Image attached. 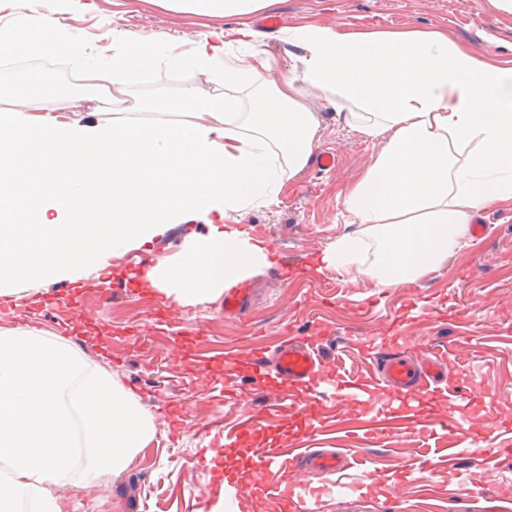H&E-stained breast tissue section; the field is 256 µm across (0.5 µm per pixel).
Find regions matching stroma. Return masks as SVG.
<instances>
[{
    "instance_id": "obj_1",
    "label": "stroma",
    "mask_w": 512,
    "mask_h": 512,
    "mask_svg": "<svg viewBox=\"0 0 512 512\" xmlns=\"http://www.w3.org/2000/svg\"><path fill=\"white\" fill-rule=\"evenodd\" d=\"M270 12L282 16L283 25L254 49L273 60L277 79L301 75L302 52L289 44L285 29L307 23L437 30L477 58L512 59V13L496 0H278ZM57 21L70 40L91 46L114 29L175 36L186 50L224 28L223 19L178 12L164 0H64ZM203 82L200 74L163 61L130 86L124 106L75 97L71 109L92 124L131 119L136 102L174 99ZM306 99L320 124L312 160L276 204L254 210L240 227L272 259L271 267L246 277L250 294L242 315H225L220 299L171 307L155 288L133 287L126 277L134 263L175 260L186 237L206 232L199 222L172 225L160 238L111 257L104 283L63 280L17 301L0 300V326L32 323L71 345L138 396L153 417L148 448L124 470L76 475L57 487L76 512H209L221 494L228 512H281L264 491L265 475L235 487L226 478L240 449L277 445L266 432L240 423L261 409L273 387V368L256 375L248 354L259 347L274 351L286 332L317 337L331 372L317 393L316 430L300 420L282 426V438L297 448H345L358 461L354 490L330 492L324 476L307 475L322 491L318 512H427L431 503L441 512H484L492 500L512 504V457L483 466L465 452L450 463L437 439L442 415L512 433V209L483 212L482 235H469L440 269L415 283L377 288L352 272L317 274L325 250L349 229L343 190L369 167L384 140L347 125L323 93L307 90ZM325 152L336 155V169L316 165ZM391 336L412 359L425 340L440 351L457 341L468 344L467 357L449 358L448 380L433 400L395 421L388 387L375 379L373 366L374 352ZM347 382L369 387L375 402L351 403L337 413L336 393ZM473 384L484 388L483 397H471ZM235 385L241 397H225V387ZM205 448L221 449V464L199 467ZM393 483L396 496H383Z\"/></svg>"
}]
</instances>
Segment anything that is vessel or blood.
Returning a JSON list of instances; mask_svg holds the SVG:
<instances>
[{"mask_svg": "<svg viewBox=\"0 0 512 512\" xmlns=\"http://www.w3.org/2000/svg\"><path fill=\"white\" fill-rule=\"evenodd\" d=\"M272 361L278 379L275 395L269 397L268 415L254 416L252 424L261 429H269L270 417L286 412L289 417H302L315 420L319 414L317 402L288 405L290 392L302 388L316 392L325 382L328 371L319 351L302 336H284L276 347L273 357H266L264 349H255L250 355L253 366H262L264 361ZM378 371L389 386L395 402L407 404L423 401L432 396L434 389L447 379V357L435 352L419 360H411L398 353L394 343L382 345L377 353ZM243 467L259 470L272 475L273 480L266 490L281 503V512H306L310 489L302 475L311 471L330 477L334 485H341L352 463L348 455L340 450L318 452L308 448L276 450L259 455L252 449L241 451ZM289 471L288 481L278 480L280 471Z\"/></svg>", "mask_w": 512, "mask_h": 512, "instance_id": "1", "label": "vessel or blood"}]
</instances>
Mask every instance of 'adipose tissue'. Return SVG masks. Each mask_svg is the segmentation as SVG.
Masks as SVG:
<instances>
[{
    "instance_id": "adipose-tissue-1",
    "label": "adipose tissue",
    "mask_w": 512,
    "mask_h": 512,
    "mask_svg": "<svg viewBox=\"0 0 512 512\" xmlns=\"http://www.w3.org/2000/svg\"><path fill=\"white\" fill-rule=\"evenodd\" d=\"M58 2L21 0L44 23L0 28V49L64 57L100 94L161 58L225 91L188 88L141 104L143 118L107 124L70 116L65 97L49 111L37 94L0 109L1 297L102 270L173 224L209 230L184 240L178 262L140 269L172 304L215 301L269 266L265 246L237 226L307 165L319 131L307 86L350 105L349 126L385 140L343 194L360 229L326 249L318 274L352 269L381 288L414 283L460 247L480 211L512 208V62L476 58L438 31L302 24L288 30L304 52L302 78L273 83L271 58L253 49L264 33L250 19L274 0H170L224 18L220 41L177 53L139 34L113 41L111 66L94 67L91 46L53 22ZM234 47L249 56H232ZM238 86L258 88L251 111L231 95ZM153 434L140 399L70 345L30 325L0 327V512H67L54 489L76 460L122 470Z\"/></svg>"
}]
</instances>
